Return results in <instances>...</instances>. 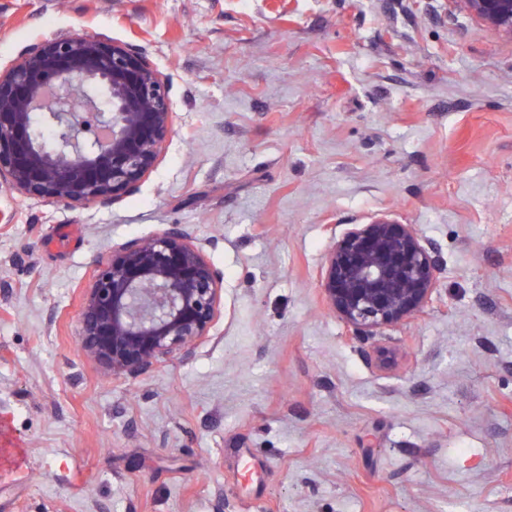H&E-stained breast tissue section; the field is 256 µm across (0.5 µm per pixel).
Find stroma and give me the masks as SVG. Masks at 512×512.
Returning <instances> with one entry per match:
<instances>
[{"instance_id":"stroma-1","label":"stroma","mask_w":512,"mask_h":512,"mask_svg":"<svg viewBox=\"0 0 512 512\" xmlns=\"http://www.w3.org/2000/svg\"><path fill=\"white\" fill-rule=\"evenodd\" d=\"M85 32L142 52L175 133L113 203L0 186V512H512V40L451 0H0V67ZM381 215L439 285L353 340L319 272ZM174 225L219 312L190 358L107 375L94 262Z\"/></svg>"}]
</instances>
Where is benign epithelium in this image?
<instances>
[{
	"label": "benign epithelium",
	"instance_id": "1",
	"mask_svg": "<svg viewBox=\"0 0 512 512\" xmlns=\"http://www.w3.org/2000/svg\"><path fill=\"white\" fill-rule=\"evenodd\" d=\"M512 39V0H451ZM173 132L168 89L133 46L81 33L46 39L0 70V184L65 205L107 204L136 188ZM440 255L416 225L386 216L331 237L320 287L352 336L416 318ZM224 275L185 228L112 248L96 261L79 336L107 373L136 378L187 359L221 302Z\"/></svg>",
	"mask_w": 512,
	"mask_h": 512
}]
</instances>
